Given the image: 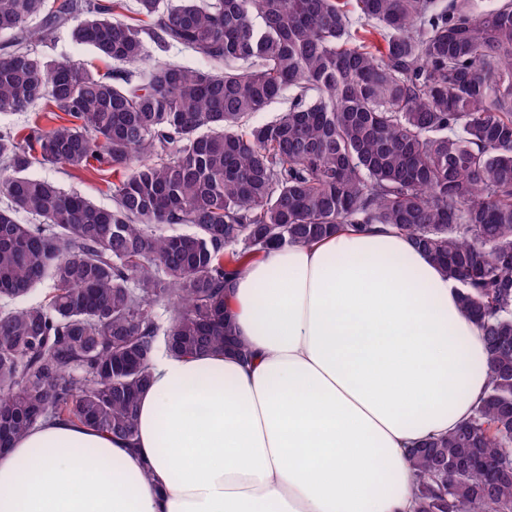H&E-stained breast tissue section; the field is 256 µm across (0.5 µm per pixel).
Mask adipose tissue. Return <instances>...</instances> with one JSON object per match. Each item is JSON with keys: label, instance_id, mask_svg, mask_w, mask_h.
Listing matches in <instances>:
<instances>
[{"label": "adipose tissue", "instance_id": "ef3b65f1", "mask_svg": "<svg viewBox=\"0 0 512 512\" xmlns=\"http://www.w3.org/2000/svg\"><path fill=\"white\" fill-rule=\"evenodd\" d=\"M252 353L154 354L127 444L63 419L0 451V512H410V457L488 387L459 285L389 228L247 265Z\"/></svg>", "mask_w": 512, "mask_h": 512}]
</instances>
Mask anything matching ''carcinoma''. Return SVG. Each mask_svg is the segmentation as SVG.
<instances>
[{"mask_svg": "<svg viewBox=\"0 0 512 512\" xmlns=\"http://www.w3.org/2000/svg\"><path fill=\"white\" fill-rule=\"evenodd\" d=\"M125 2L0 0V114L66 116L0 132V448L56 418L134 439L159 338L248 361L245 266L381 224L459 283L490 359L472 418L414 452L413 512H512V0ZM63 27L105 71L33 50ZM36 165L111 169L112 206Z\"/></svg>", "mask_w": 512, "mask_h": 512, "instance_id": "carcinoma-1", "label": "carcinoma"}]
</instances>
